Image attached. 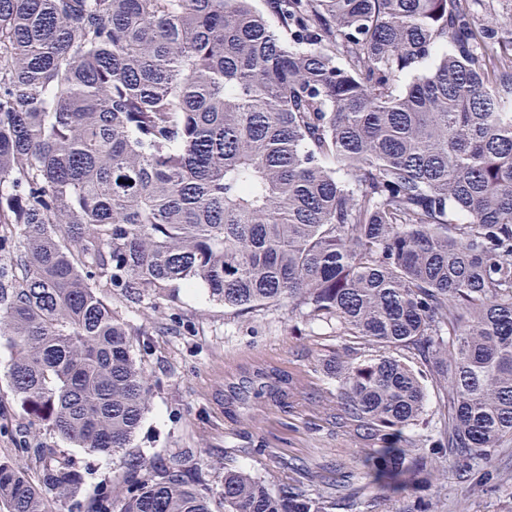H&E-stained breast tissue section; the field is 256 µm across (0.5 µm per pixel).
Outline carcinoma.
<instances>
[{"label": "carcinoma", "instance_id": "1", "mask_svg": "<svg viewBox=\"0 0 512 512\" xmlns=\"http://www.w3.org/2000/svg\"><path fill=\"white\" fill-rule=\"evenodd\" d=\"M263 2L0 0V344L33 425L120 459L87 512H394L440 480L424 448L467 477L512 447V14ZM197 285L333 326L318 362L366 483L226 457L214 486L136 449L158 381L98 289ZM288 384L246 372L224 405ZM33 454L35 482L0 457V505L80 508L83 474Z\"/></svg>", "mask_w": 512, "mask_h": 512}]
</instances>
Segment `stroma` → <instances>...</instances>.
I'll list each match as a JSON object with an SVG mask.
<instances>
[{"mask_svg":"<svg viewBox=\"0 0 512 512\" xmlns=\"http://www.w3.org/2000/svg\"><path fill=\"white\" fill-rule=\"evenodd\" d=\"M100 294L134 333L135 351L159 382L137 433L138 448L164 457L192 451L216 484L224 478L228 453L236 465L260 475L275 473L280 457L303 460L317 472L337 466L361 472L359 442L327 414L336 403L335 383L318 372L317 357L336 343L328 328L296 335L289 329L287 311L236 314L211 301L200 285L176 290L171 300L118 288H104ZM9 359V350L0 346V457L20 458L34 478L39 467L34 448L53 449L84 474L79 498L89 501L98 485L117 475L118 460L73 447L52 431L31 425L13 399L5 374ZM260 365L288 371V402L262 399L249 411L225 413L226 384ZM260 444L267 454H254ZM432 459L441 485L404 492L396 507L419 501L431 512H512V448L498 449L489 461H474V470L490 477L467 483L460 481L453 458L436 452Z\"/></svg>","mask_w":512,"mask_h":512,"instance_id":"stroma-1","label":"stroma"}]
</instances>
